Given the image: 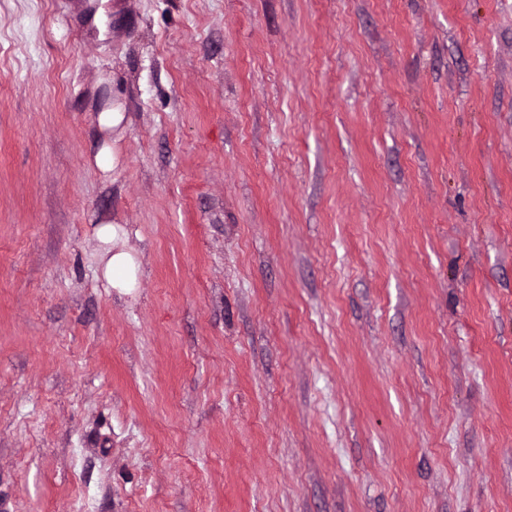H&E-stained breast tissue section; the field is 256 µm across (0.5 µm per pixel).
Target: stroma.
<instances>
[{
    "instance_id": "stroma-1",
    "label": "stroma",
    "mask_w": 512,
    "mask_h": 512,
    "mask_svg": "<svg viewBox=\"0 0 512 512\" xmlns=\"http://www.w3.org/2000/svg\"><path fill=\"white\" fill-rule=\"evenodd\" d=\"M0 512H512V0H0ZM112 249L105 253V256L111 254ZM135 269L133 257L125 251L112 253L105 261L103 268V278L112 288H133L132 280L129 275Z\"/></svg>"
}]
</instances>
